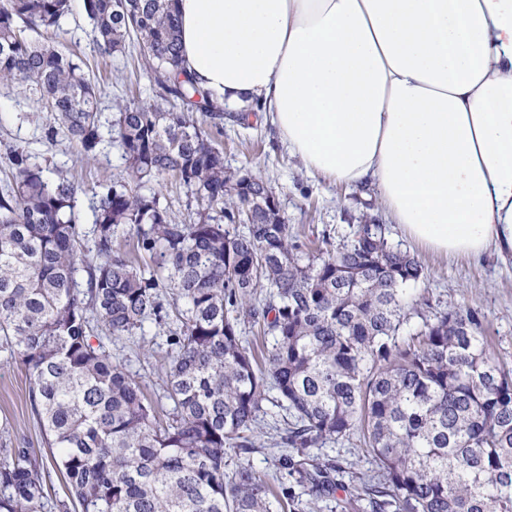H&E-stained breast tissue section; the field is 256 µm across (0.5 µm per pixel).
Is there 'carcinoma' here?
<instances>
[{
    "label": "carcinoma",
    "mask_w": 512,
    "mask_h": 512,
    "mask_svg": "<svg viewBox=\"0 0 512 512\" xmlns=\"http://www.w3.org/2000/svg\"><path fill=\"white\" fill-rule=\"evenodd\" d=\"M70 0H0V83L28 88L85 153L101 142L100 93L82 62L38 37ZM100 54L139 44L162 102L126 106L113 123L123 176L101 185L96 251L83 257L78 186L21 149L0 189V336L30 377L50 465L81 512H285L294 500L249 463L224 471L226 449L250 453L273 402L286 412L275 445L321 448L359 435L381 473L370 512H512V365L491 353L471 310L426 314L409 298L423 267L382 224L306 250L276 191L224 169L215 145L224 106L178 71L174 0H84ZM200 116H195V113ZM176 178L197 220L176 222L143 188ZM136 233V257L113 247ZM85 273V288L77 275ZM184 302L185 308L178 307ZM415 333L403 336L413 317ZM168 421L138 382L93 344L92 322L133 336L171 320ZM262 338L256 362L243 333ZM279 469L315 496L336 492L332 460L283 453ZM44 462L0 445V512H42Z\"/></svg>",
    "instance_id": "1"
}]
</instances>
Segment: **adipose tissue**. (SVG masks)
Instances as JSON below:
<instances>
[{"label": "adipose tissue", "mask_w": 512, "mask_h": 512, "mask_svg": "<svg viewBox=\"0 0 512 512\" xmlns=\"http://www.w3.org/2000/svg\"><path fill=\"white\" fill-rule=\"evenodd\" d=\"M182 67L429 250L512 254V0H175Z\"/></svg>", "instance_id": "1"}]
</instances>
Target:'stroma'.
<instances>
[{"label":"stroma","mask_w":512,"mask_h":512,"mask_svg":"<svg viewBox=\"0 0 512 512\" xmlns=\"http://www.w3.org/2000/svg\"><path fill=\"white\" fill-rule=\"evenodd\" d=\"M62 50L83 62L87 75L101 92L103 119H115L124 105L159 100L160 90L149 82L138 49L126 57L105 58L93 44V34L84 10V0H71V10L58 33ZM50 112L37 94L15 85L0 86V184L12 169L11 150L26 148L41 166L67 171L79 187L77 229L82 251L95 258L93 209L99 184L115 181L123 161L117 143L102 142L95 154L85 155L80 144L60 136L47 140L44 129ZM224 164L233 171L247 170L261 177L277 192L282 214L291 232L304 243L315 242L322 231H330L336 242L351 235L360 217L388 224L374 187L360 189L337 185L310 174L289 155L265 112L250 113L247 120H224V133L217 139ZM392 243L420 261L424 276L418 290L438 311H474L491 338L496 357L512 364V255L488 252L482 257L445 255L424 249L410 240L402 228L388 224ZM167 327L146 323L142 332L115 339L101 334L100 340L114 359L122 361L152 401L159 418H166L172 404L165 396L164 366L171 354ZM29 376L19 357L0 342V443L27 449L49 459L41 424L28 399ZM280 415L270 408L255 433L258 446L248 456L250 464L268 478L278 473L280 448L272 442L273 426ZM318 456L333 459L340 472V490L330 498L300 494L288 512H369L363 499H350V492L363 483L378 480L379 473L358 439L341 440L318 449Z\"/></svg>","instance_id":"obj_1"}]
</instances>
